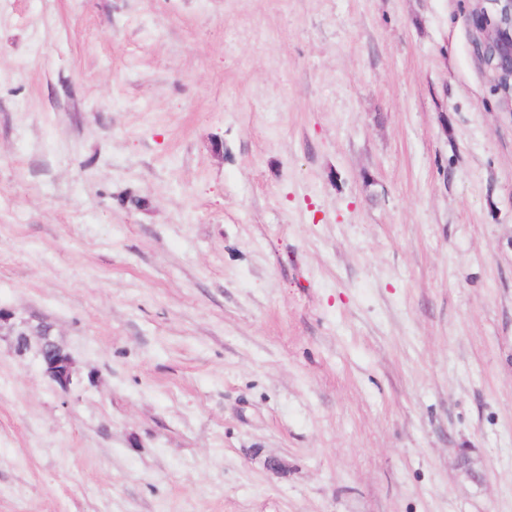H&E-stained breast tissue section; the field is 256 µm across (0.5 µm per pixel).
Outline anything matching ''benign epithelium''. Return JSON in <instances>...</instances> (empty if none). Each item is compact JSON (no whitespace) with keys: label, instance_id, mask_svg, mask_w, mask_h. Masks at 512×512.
I'll list each match as a JSON object with an SVG mask.
<instances>
[{"label":"benign epithelium","instance_id":"benign-epithelium-1","mask_svg":"<svg viewBox=\"0 0 512 512\" xmlns=\"http://www.w3.org/2000/svg\"><path fill=\"white\" fill-rule=\"evenodd\" d=\"M487 1L488 10L481 5ZM473 11L478 28L484 33L479 42L481 56L492 73L496 90L504 108L512 112V0H477ZM56 357L47 364V373L64 391L73 380V362L60 345H55Z\"/></svg>","mask_w":512,"mask_h":512}]
</instances>
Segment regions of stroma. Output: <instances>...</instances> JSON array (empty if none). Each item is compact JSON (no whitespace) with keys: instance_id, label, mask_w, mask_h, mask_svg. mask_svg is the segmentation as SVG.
<instances>
[{"instance_id":"obj_1","label":"stroma","mask_w":512,"mask_h":512,"mask_svg":"<svg viewBox=\"0 0 512 512\" xmlns=\"http://www.w3.org/2000/svg\"><path fill=\"white\" fill-rule=\"evenodd\" d=\"M474 7L0 0V512H512ZM55 346L56 357L47 364V373L51 374L55 383L64 391L68 390L73 380V362L68 353L52 341Z\"/></svg>"}]
</instances>
